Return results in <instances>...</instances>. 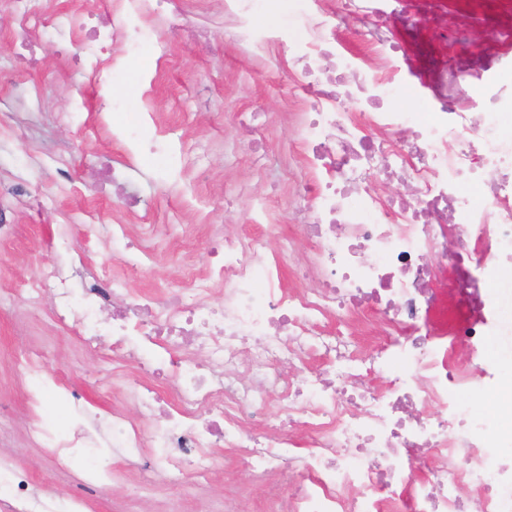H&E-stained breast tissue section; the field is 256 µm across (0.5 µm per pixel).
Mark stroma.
Wrapping results in <instances>:
<instances>
[{"instance_id": "1", "label": "stroma", "mask_w": 512, "mask_h": 512, "mask_svg": "<svg viewBox=\"0 0 512 512\" xmlns=\"http://www.w3.org/2000/svg\"><path fill=\"white\" fill-rule=\"evenodd\" d=\"M332 8L337 39L355 52L367 53L366 30L372 23L399 40L398 63L408 80L393 105L410 112L424 109L421 84L431 78L429 59H467L489 40L497 43L501 58L512 59L507 38L512 23L491 22L498 11L493 0H484L466 17L453 13L447 0L438 6L428 0H382L379 15L370 22L348 14L341 0H332ZM441 16L451 24H466L470 40L460 45L435 40ZM13 22L8 0H0V76L11 81L0 93V113L10 116L13 126L9 132L0 130V188L14 191L7 219L18 228L16 238L0 242V283L10 284L50 260L69 271L109 265L125 275V251L108 240L115 205L100 196L95 178L102 151L129 166L147 207L161 198L170 203L164 217L171 226L168 242L142 262L138 290L166 299L183 263L208 260L211 243L199 233L184 235L186 224H220L227 236L247 234L260 239L263 251L277 248V239L254 223L252 207L272 200V223L289 233L308 178L293 119L301 103L292 94L293 79L284 75L286 47L264 51L240 39L234 19L224 13V0H191L183 18L161 27L159 45L132 57L117 53L112 84L100 87L91 68L76 66L77 46L61 55L51 32L41 39L37 68H26L2 38ZM113 97L124 104L114 125L150 111L162 118L160 155L132 154L111 127L101 126ZM61 167L69 169L72 183L59 182ZM200 170L209 176L201 186L191 180ZM86 224L98 225L101 235L88 247L82 233ZM67 225L71 242L84 246V254H49L46 240ZM55 304L50 294L35 310L17 298L0 300V455L29 470L38 493L83 497L85 512H212L227 498L234 499L237 512H260L245 456L236 449H220L221 464L210 479L181 493L138 492L137 471L108 448L103 454L118 476L102 486H83L80 473L55 466L27 434L31 415L46 419L61 440L88 426L91 418L110 419L117 405L130 418L140 416L133 403L120 400L122 367L113 363L109 341L91 353L80 349L73 336L52 327ZM31 345L43 349L48 372L56 378L48 388L29 384L13 366V352ZM66 387L81 393L80 405L63 396ZM32 394L38 405L29 403Z\"/></svg>"}]
</instances>
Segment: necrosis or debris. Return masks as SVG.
<instances>
[{"mask_svg": "<svg viewBox=\"0 0 512 512\" xmlns=\"http://www.w3.org/2000/svg\"><path fill=\"white\" fill-rule=\"evenodd\" d=\"M178 2L106 0L99 13L75 0L64 23L108 82L113 36L137 54L155 38L144 17ZM266 2L224 0V11L257 47H288L298 89H322L299 115L309 170L295 213L301 251L285 241L267 256L250 237L225 239L222 257L185 265L161 304L117 292L107 267L80 286L46 265L19 293L34 305L53 292L58 318L88 348L108 335L113 362H134L120 395L142 418L113 410L106 438L143 485L209 479L217 449L243 448L257 486L275 475L288 488L269 512H467L470 497L482 512H512V427L474 408L506 369L485 351L498 328L494 283L512 265V141L496 134L512 101L494 93L475 111L458 68L438 65L432 111L392 107L402 72L384 31L372 33L368 59L340 48L329 0H289L298 33L259 36L251 22ZM14 4V42L56 19L39 0ZM404 129L415 141L400 139ZM100 177L123 213L113 237H134L150 255L166 225L137 223L141 199L123 170L107 164ZM376 177L411 178L417 196L383 204ZM440 251L447 264H429ZM293 266L300 283L289 289ZM350 317L365 333L383 328L379 349L357 354L341 330ZM248 416L271 418L272 431L246 429ZM31 435L62 469L95 441L86 430L55 440L40 421ZM10 476L15 512H79L78 500L38 495L28 473Z\"/></svg>", "mask_w": 512, "mask_h": 512, "instance_id": "4bbe7bcc", "label": "necrosis or debris"}]
</instances>
